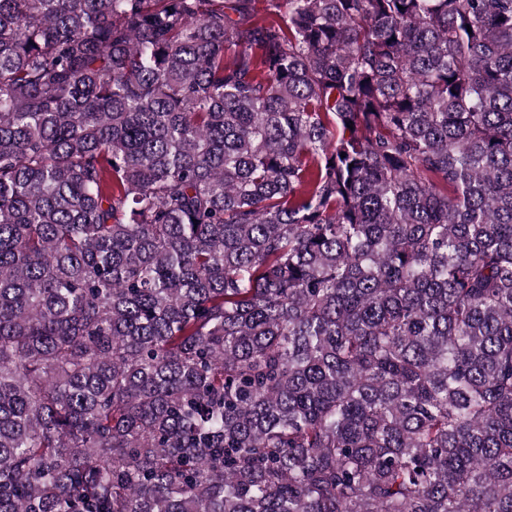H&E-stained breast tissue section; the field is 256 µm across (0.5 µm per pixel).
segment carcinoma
Listing matches in <instances>:
<instances>
[{
  "mask_svg": "<svg viewBox=\"0 0 512 512\" xmlns=\"http://www.w3.org/2000/svg\"><path fill=\"white\" fill-rule=\"evenodd\" d=\"M0 512H512V0H0Z\"/></svg>",
  "mask_w": 512,
  "mask_h": 512,
  "instance_id": "cac0c4a2",
  "label": "carcinoma"
}]
</instances>
